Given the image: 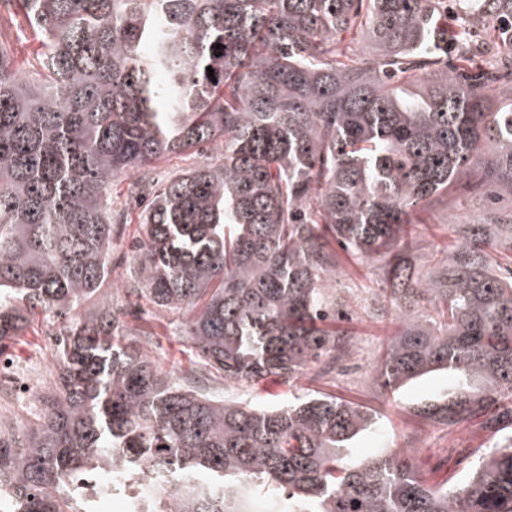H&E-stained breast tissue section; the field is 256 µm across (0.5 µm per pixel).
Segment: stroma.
Segmentation results:
<instances>
[{
	"label": "stroma",
	"instance_id": "1",
	"mask_svg": "<svg viewBox=\"0 0 512 512\" xmlns=\"http://www.w3.org/2000/svg\"><path fill=\"white\" fill-rule=\"evenodd\" d=\"M127 179L112 185L116 204H128V222L121 225L112 242V303L122 314L125 324L135 332L145 331L149 341L143 342L144 352L157 367L175 380L198 381L202 390L214 398L224 396L242 399L262 407L287 404L295 397L310 392L331 394L363 405L378 416L379 427L356 441L354 456L367 457L377 448L407 449L427 476L439 478L458 474L475 460L479 448L492 439L491 430L480 422L463 429H450L421 420L415 414L417 405L447 397L454 387L451 375L435 372L403 387L394 402H387L374 368L384 340L394 329L392 315L371 317L367 314L368 291L376 287L381 277L379 263L362 266L344 264L335 278L329 280L326 291L339 304L336 326L353 337L354 346L336 370L323 374L305 373L295 384L266 379L257 385H236L225 382L212 373L203 361L192 355L187 342L176 336L174 326L178 314L148 302L128 303L125 288L127 270L136 253L139 237L137 214L139 206L127 200ZM503 212L512 211V198L497 202L471 196L463 188L451 189L445 200L434 203L425 212V222L413 231V259L417 269L429 274L439 258L455 242L448 226L449 215L471 223H480L490 207ZM55 326L35 320L25 336L0 351V357L13 363L16 369L34 380L37 388L47 389L56 379L54 369Z\"/></svg>",
	"mask_w": 512,
	"mask_h": 512
}]
</instances>
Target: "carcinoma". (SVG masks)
<instances>
[{"mask_svg": "<svg viewBox=\"0 0 512 512\" xmlns=\"http://www.w3.org/2000/svg\"><path fill=\"white\" fill-rule=\"evenodd\" d=\"M436 2L0 0V342L61 321L40 412L21 440L0 429V512H89L91 482L139 488L134 512H512V435L435 483L404 449L355 457L371 411L176 382L124 342L103 291L125 176L146 197L127 296L185 315L178 335L224 380L292 384L353 346L329 327L333 240L382 262L383 387L446 370L456 388L419 418L512 428V268L489 261L512 252V212L453 223L433 275L407 242L460 184L512 197V0H458L495 19L473 44ZM352 30L371 51L343 44ZM204 145L217 162L152 181ZM203 158L189 157L187 154H171L156 162L153 174L159 181L167 179L178 170L199 163Z\"/></svg>", "mask_w": 512, "mask_h": 512, "instance_id": "carcinoma-1", "label": "carcinoma"}]
</instances>
